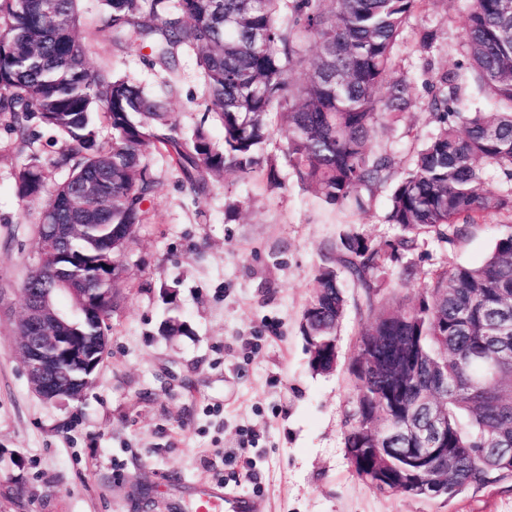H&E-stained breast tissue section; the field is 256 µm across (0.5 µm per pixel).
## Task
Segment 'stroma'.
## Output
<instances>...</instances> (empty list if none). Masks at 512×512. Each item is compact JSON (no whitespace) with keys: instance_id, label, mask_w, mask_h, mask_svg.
Segmentation results:
<instances>
[{"instance_id":"35a3bbf8","label":"stroma","mask_w":512,"mask_h":512,"mask_svg":"<svg viewBox=\"0 0 512 512\" xmlns=\"http://www.w3.org/2000/svg\"><path fill=\"white\" fill-rule=\"evenodd\" d=\"M79 8L76 34L92 66L152 92L174 81L165 107L180 130L205 126L223 150L194 51L181 50L178 71L168 72L151 65L149 48L113 47L97 0ZM468 11L469 0H431L410 18L393 70L410 76L415 104L378 133L373 151L409 163L434 128L429 88L444 71L458 74L466 107L491 109L466 73ZM428 31L434 40L426 49ZM32 128L31 146L18 150L0 117V512H194L202 485L248 495L254 512H512L510 476L450 500L381 495L355 476L343 437L356 339L368 325L361 288L343 282L334 372H312L299 325L318 268L338 263L343 234L359 233L375 247L400 236L386 221L392 187L378 188L362 209L326 204L295 180L276 124L264 147L277 161L274 187L227 172L198 197L148 151L158 189L120 258L125 288L108 320V352L81 401L43 402L16 351L19 288L36 258L39 206L19 200L15 174L31 157H54L66 141L40 122ZM505 222L489 214L453 244L429 237L401 252L378 303L411 304L436 270L482 263ZM411 262L417 275L402 282ZM169 316L187 334L162 335Z\"/></svg>"}]
</instances>
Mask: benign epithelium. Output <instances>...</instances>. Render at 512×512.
Masks as SVG:
<instances>
[{
	"instance_id": "obj_1",
	"label": "benign epithelium",
	"mask_w": 512,
	"mask_h": 512,
	"mask_svg": "<svg viewBox=\"0 0 512 512\" xmlns=\"http://www.w3.org/2000/svg\"><path fill=\"white\" fill-rule=\"evenodd\" d=\"M76 315L68 316L54 309L48 288L31 289L29 305L17 324L18 350L28 381L34 392L46 403L68 405L83 399L92 384V375L107 353V317L81 298L75 305ZM86 319L96 326L98 335L77 345L70 344L76 321ZM445 420L438 409H430L425 425L408 427L410 442L428 444L426 448H390L388 453L412 463L399 471V481L406 487L420 482V471L428 474L423 484L429 490L448 475V458L440 448Z\"/></svg>"
}]
</instances>
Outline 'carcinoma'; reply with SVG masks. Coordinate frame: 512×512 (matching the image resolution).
I'll return each mask as SVG.
<instances>
[{
  "mask_svg": "<svg viewBox=\"0 0 512 512\" xmlns=\"http://www.w3.org/2000/svg\"><path fill=\"white\" fill-rule=\"evenodd\" d=\"M80 0H0V115L16 142L31 143L30 121L58 130L69 149L45 165L32 162L15 176L19 199L44 201L36 231L73 224L66 263L88 273L74 287L112 289L117 306L122 250L101 245L109 230L145 220L144 202L158 183L143 149L151 147L179 169L201 195L209 178L233 171L247 178L276 165L262 154L269 114L278 107L286 158L296 181L331 205L363 208L364 194L397 179L386 222L404 235L386 248L358 233L340 241L342 266L363 290L369 326L357 346L351 374L355 398L344 448L357 478L369 488L395 487L398 461L381 482L367 478L386 447L376 427L409 415L421 421L440 406L448 423V480L429 497H455L462 489L512 476L490 460L489 449L512 447V224L497 237L486 261L433 274L415 303L397 310L375 303L380 277L400 251L434 236L451 244L464 227L497 213L512 219V0H471L465 54L478 91L493 112L461 111L458 75L441 74L428 101L435 128L406 169L395 157L369 149L380 129L412 107V81L389 76L397 39L410 16L428 0H292L288 23L282 0H102L112 44L151 49L153 63L175 65L179 50H196L211 111L224 129V152L213 149L201 126L180 133L162 97L137 83L91 68L75 36ZM315 51L305 71L295 60ZM112 127V144L98 142L94 114ZM493 169L500 185L488 180ZM67 178L47 188L52 170ZM108 224L110 229H92ZM49 260L34 276L66 292ZM347 299L340 275L322 266L300 332L309 365L315 350L337 335ZM498 368L487 385L481 368Z\"/></svg>",
  "mask_w": 512,
  "mask_h": 512,
  "instance_id": "carcinoma-1",
  "label": "carcinoma"
}]
</instances>
